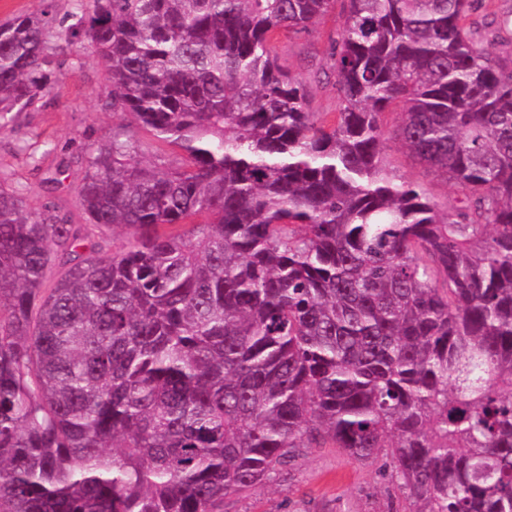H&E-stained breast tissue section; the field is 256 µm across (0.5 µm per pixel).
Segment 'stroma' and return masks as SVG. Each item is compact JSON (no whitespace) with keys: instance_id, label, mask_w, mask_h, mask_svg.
<instances>
[{"instance_id":"obj_1","label":"stroma","mask_w":512,"mask_h":512,"mask_svg":"<svg viewBox=\"0 0 512 512\" xmlns=\"http://www.w3.org/2000/svg\"><path fill=\"white\" fill-rule=\"evenodd\" d=\"M49 10L54 33L71 24L74 0H0V21L19 14ZM342 6L325 17L315 31L284 40L280 58L292 75L305 79L313 109L334 107L331 85L309 79L308 67L322 58L329 39L336 37L343 18ZM79 46L67 45L59 53L60 66L51 91L14 129L0 132V180L26 187L28 209L54 204L68 212L73 223L82 217L76 189L86 174V150L109 144L117 126L132 139L146 143L150 136L131 127L127 117L113 113L103 65L76 64ZM386 160L398 176L423 184L440 208L459 205L462 196L451 184L416 163L396 140H389ZM385 470L384 460H355L335 448H305L273 480L249 496L232 495L224 512H406Z\"/></svg>"}]
</instances>
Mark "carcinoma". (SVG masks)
Wrapping results in <instances>:
<instances>
[{"label":"carcinoma","mask_w":512,"mask_h":512,"mask_svg":"<svg viewBox=\"0 0 512 512\" xmlns=\"http://www.w3.org/2000/svg\"><path fill=\"white\" fill-rule=\"evenodd\" d=\"M343 2L313 112L277 42L336 0H76L112 111L184 157L91 150L83 224L0 184V512H224L299 448L386 459L408 512H512V59L489 0ZM52 35L0 23V130ZM390 107L464 205L389 169ZM512 10V0H496L495 6L490 7L487 11L478 10L472 15V19L477 23L476 26L479 27L480 32L483 35H486L488 41H484V45L488 47V49L495 54H506L511 53L512 55V45L510 41H491V35L487 34L488 29L485 27L486 23L490 22L493 19L492 15H489L490 12L496 11L495 19L497 22H501L506 16L510 15V11ZM485 13H488V16H485Z\"/></svg>","instance_id":"carcinoma-1"}]
</instances>
